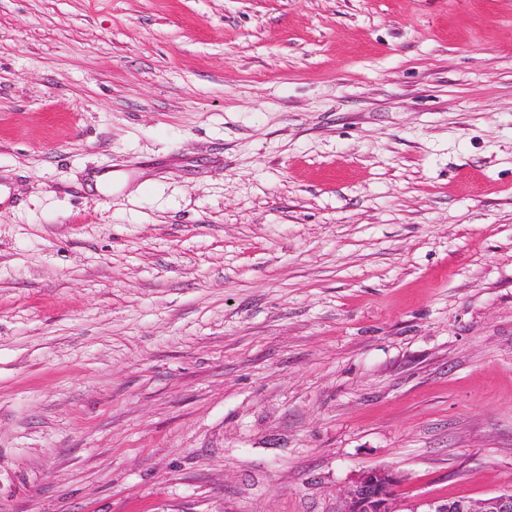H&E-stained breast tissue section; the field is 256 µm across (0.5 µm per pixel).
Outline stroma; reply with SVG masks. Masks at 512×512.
<instances>
[{
	"mask_svg": "<svg viewBox=\"0 0 512 512\" xmlns=\"http://www.w3.org/2000/svg\"><path fill=\"white\" fill-rule=\"evenodd\" d=\"M374 468L512 490V0H0V512Z\"/></svg>",
	"mask_w": 512,
	"mask_h": 512,
	"instance_id": "obj_1",
	"label": "stroma"
}]
</instances>
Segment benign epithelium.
<instances>
[{"label": "benign epithelium", "instance_id": "benign-epithelium-1", "mask_svg": "<svg viewBox=\"0 0 512 512\" xmlns=\"http://www.w3.org/2000/svg\"><path fill=\"white\" fill-rule=\"evenodd\" d=\"M400 476L388 469L362 472L348 491L340 512H418L398 508L396 488ZM427 512H512V491L493 495L479 501L465 499L429 503Z\"/></svg>", "mask_w": 512, "mask_h": 512}]
</instances>
